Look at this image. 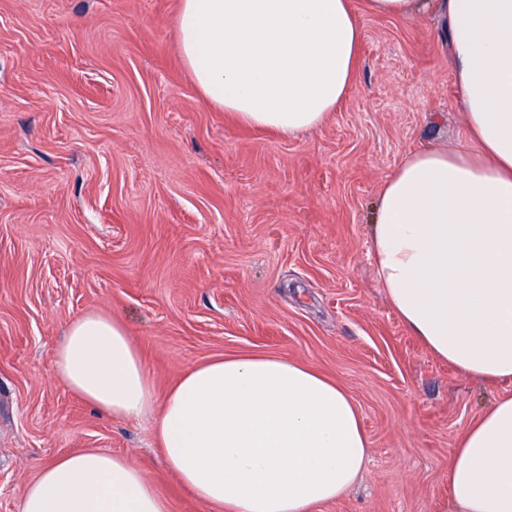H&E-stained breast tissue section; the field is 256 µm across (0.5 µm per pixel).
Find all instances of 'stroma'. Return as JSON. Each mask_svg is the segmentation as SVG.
<instances>
[{
  "label": "stroma",
  "instance_id": "stroma-1",
  "mask_svg": "<svg viewBox=\"0 0 512 512\" xmlns=\"http://www.w3.org/2000/svg\"><path fill=\"white\" fill-rule=\"evenodd\" d=\"M350 95L288 139L231 124L196 89L178 0H0V512L50 459L124 455L171 512H207L149 420H115L59 382L52 354L90 311L120 320L158 390L217 356L272 354L337 379L369 456L314 512H435L449 452L490 389L408 334L369 231L404 155L468 146L433 13L377 17Z\"/></svg>",
  "mask_w": 512,
  "mask_h": 512
}]
</instances>
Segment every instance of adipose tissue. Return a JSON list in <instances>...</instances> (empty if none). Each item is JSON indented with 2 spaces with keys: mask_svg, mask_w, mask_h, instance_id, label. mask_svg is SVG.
<instances>
[{
  "mask_svg": "<svg viewBox=\"0 0 512 512\" xmlns=\"http://www.w3.org/2000/svg\"><path fill=\"white\" fill-rule=\"evenodd\" d=\"M373 14L433 11L469 147L408 152L384 181L370 247L379 288L440 361L495 388L512 381V0H366ZM182 61L235 124L294 137L353 90L361 30L350 0H178ZM56 376L116 419H147L179 482L208 512H312L359 477L369 453L356 402L314 366L215 357L158 391L118 319L72 320ZM19 512H170L123 456L100 449L43 465ZM436 512H512V395L450 452Z\"/></svg>",
  "mask_w": 512,
  "mask_h": 512,
  "instance_id": "1",
  "label": "adipose tissue"
}]
</instances>
